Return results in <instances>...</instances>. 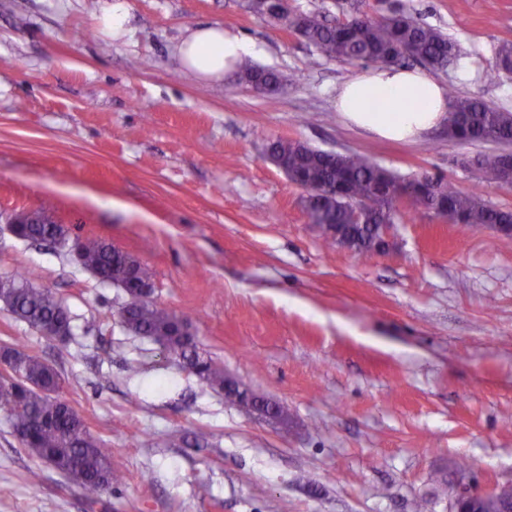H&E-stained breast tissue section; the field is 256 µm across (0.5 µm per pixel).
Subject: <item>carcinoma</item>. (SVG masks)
Returning <instances> with one entry per match:
<instances>
[{"instance_id":"1","label":"carcinoma","mask_w":512,"mask_h":512,"mask_svg":"<svg viewBox=\"0 0 512 512\" xmlns=\"http://www.w3.org/2000/svg\"><path fill=\"white\" fill-rule=\"evenodd\" d=\"M273 20L328 56L345 61L398 65L411 59L433 70H446L460 56L458 45L447 35L404 11L375 16L356 10L330 22L320 13L290 6ZM260 75L279 86L296 81L293 73L252 66L243 68L242 79L250 83ZM448 99L452 108L448 138L461 142L512 141V112L461 96L451 87ZM266 151L299 182L318 189L305 198V209L310 222L321 229L328 248L336 246L339 234L347 248L361 255L382 251L385 244L379 228L401 223L404 214L396 210L395 199L412 183L420 184V192L410 196V209L430 206L457 224L512 225V210L497 208L442 177L399 175L373 161L367 150L336 159L304 142L276 139L268 142ZM468 164L482 183L502 180L503 158L499 154H480ZM17 234L24 241L50 244L60 237H71L69 228L40 221L17 225ZM74 240L80 248L78 265L91 275H103L118 283L132 273L142 284L154 285L151 270L131 254L103 240L78 236ZM2 283L10 288L0 291V305L31 328L43 334L51 328L71 327L65 300L36 285L32 272L1 276ZM176 320L186 321L188 317L152 301L141 302L128 317L130 331L177 351L211 388L230 396L237 381L226 375L223 364L200 349L194 338L170 335ZM0 349L13 354L11 371L0 375V413L11 424L21 447L72 480L86 500L97 501L118 480L112 467V449L87 430L67 401L55 396L59 374L54 368L13 344Z\"/></svg>"}]
</instances>
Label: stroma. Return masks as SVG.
I'll return each mask as SVG.
<instances>
[{
  "mask_svg": "<svg viewBox=\"0 0 512 512\" xmlns=\"http://www.w3.org/2000/svg\"><path fill=\"white\" fill-rule=\"evenodd\" d=\"M105 2L0 0V213L44 208L139 258L154 301L188 315L199 347L286 418L226 400L124 327L122 289L0 226V276L35 270L72 316L61 342L0 308V344L56 369L120 476L88 503L0 415V512H449L465 488L512 485V238L418 208L385 254L324 248L304 191L264 152L271 138L367 148L400 175L512 209V188L461 163L489 144L442 127L414 144L347 127L336 89L363 63L246 0H126L134 32L112 41L93 23ZM364 8L441 30L463 55L436 80L512 112L497 55L512 42V0ZM199 23L238 31L248 63L297 82L258 93L234 74L198 78L178 47Z\"/></svg>",
  "mask_w": 512,
  "mask_h": 512,
  "instance_id": "35a3bbf8",
  "label": "stroma"
}]
</instances>
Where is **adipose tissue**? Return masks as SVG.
I'll return each instance as SVG.
<instances>
[{
	"label": "adipose tissue",
	"mask_w": 512,
	"mask_h": 512,
	"mask_svg": "<svg viewBox=\"0 0 512 512\" xmlns=\"http://www.w3.org/2000/svg\"><path fill=\"white\" fill-rule=\"evenodd\" d=\"M251 53L249 41L219 26L200 25L180 45L185 68L203 79L232 74ZM382 108H375L374 99ZM345 124L394 141H418L448 122V89L418 69L380 66L356 73L336 90Z\"/></svg>",
	"instance_id": "ef3b65f1"
}]
</instances>
